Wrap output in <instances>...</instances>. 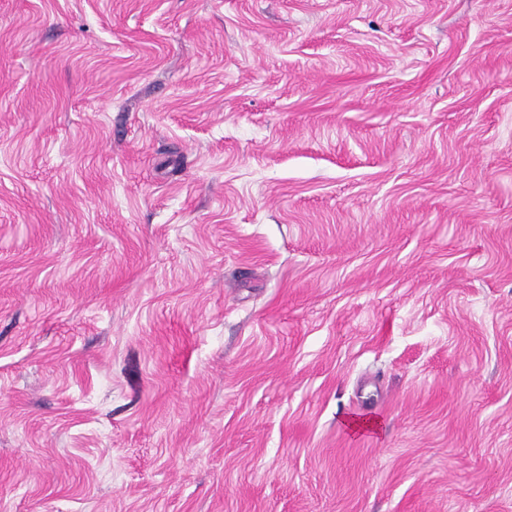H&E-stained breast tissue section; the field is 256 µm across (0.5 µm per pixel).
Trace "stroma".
Wrapping results in <instances>:
<instances>
[{
	"instance_id": "1",
	"label": "stroma",
	"mask_w": 512,
	"mask_h": 512,
	"mask_svg": "<svg viewBox=\"0 0 512 512\" xmlns=\"http://www.w3.org/2000/svg\"><path fill=\"white\" fill-rule=\"evenodd\" d=\"M0 512H512V0H0Z\"/></svg>"
}]
</instances>
